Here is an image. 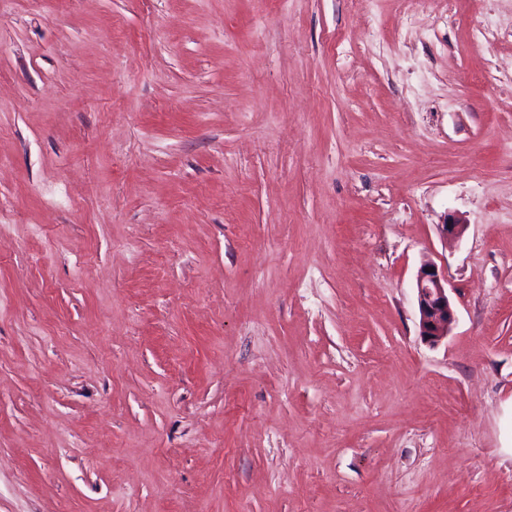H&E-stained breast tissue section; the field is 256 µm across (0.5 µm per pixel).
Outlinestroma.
<instances>
[{"label": "stroma", "mask_w": 512, "mask_h": 512, "mask_svg": "<svg viewBox=\"0 0 512 512\" xmlns=\"http://www.w3.org/2000/svg\"><path fill=\"white\" fill-rule=\"evenodd\" d=\"M0 13V512H512V0ZM467 228L468 225L453 214H448L443 224H438L440 238L446 246L461 242ZM448 283V274L436 262L425 259L421 263L414 283L418 326L422 339L431 345L447 338L456 323Z\"/></svg>", "instance_id": "35a3bbf8"}]
</instances>
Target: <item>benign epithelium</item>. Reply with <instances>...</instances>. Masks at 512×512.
Masks as SVG:
<instances>
[{"mask_svg": "<svg viewBox=\"0 0 512 512\" xmlns=\"http://www.w3.org/2000/svg\"><path fill=\"white\" fill-rule=\"evenodd\" d=\"M467 228L468 224L449 214L438 225V232L445 245L453 246L462 241ZM414 290L420 336L436 345L448 337L456 323V312L448 294V274L436 262L426 259L418 268Z\"/></svg>", "mask_w": 512, "mask_h": 512, "instance_id": "obj_1", "label": "benign epithelium"}]
</instances>
